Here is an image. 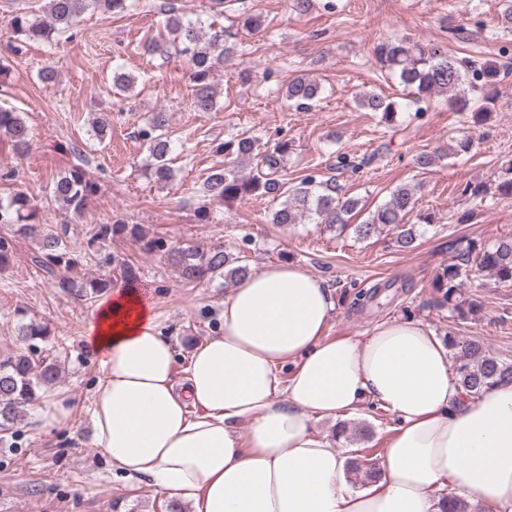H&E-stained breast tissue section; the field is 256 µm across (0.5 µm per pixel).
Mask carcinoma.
Listing matches in <instances>:
<instances>
[{
  "label": "carcinoma",
  "instance_id": "obj_1",
  "mask_svg": "<svg viewBox=\"0 0 512 512\" xmlns=\"http://www.w3.org/2000/svg\"><path fill=\"white\" fill-rule=\"evenodd\" d=\"M135 0H46L45 16L20 13L9 23L8 39L14 49L30 43H52L61 34L72 30L86 11L93 9L121 17L128 13ZM164 30L158 37L143 43V53L170 59L181 58L187 64L192 84L191 107L195 112H212L217 108V90L214 76L224 61L241 51L238 41L239 28H258V19L246 12L227 27L209 28L202 23L183 17L175 7L165 11ZM378 62L407 90L406 106L421 111V104L440 92H449L448 104L457 112L470 114L473 122L487 120L490 109L488 98H478L474 92L493 88L512 74V66L501 68L491 63H480L466 57L451 56L435 48H426L409 38L387 39L376 47ZM136 77L118 66L112 70V87L117 92L134 91ZM321 94L320 85L304 75L295 77L286 89L288 105L297 110H309ZM357 105L371 112H379L385 123H393L400 105L378 93L364 94ZM0 134L11 144L15 154L25 155L31 146V130L13 109H0ZM140 139L147 146L151 161L147 164L150 176L158 183L172 181L173 169L168 156L171 141L168 139L167 113L157 110L151 114L147 127L139 131ZM224 154L227 165L207 175L202 183L203 197L216 205H227L249 196L280 198L279 208L273 213L274 224H298L315 216L318 223L342 234L353 231L359 239H368L388 231L394 234L396 246L402 251H413L418 246L419 235L415 225L406 223V216L416 203L417 186L403 185L395 188L388 201L374 211L361 224L349 223V218L359 201L338 194L336 178L318 180L308 175L293 188H284L282 171L288 154V141L272 146L261 144V138L246 133L237 134L216 146ZM254 166L256 173L244 177L239 174L243 163ZM17 174L13 169L0 171V184L12 187L6 196H0V226L12 236L37 240L38 248L31 261L40 267L53 286L62 292L86 300L105 293L112 286V277L95 278L77 282L67 276L74 268L96 259L98 252L112 238L128 232L139 239L143 249L152 252L163 247L157 239L141 234L136 224L123 222L95 224L88 230L87 249L75 252L68 248L67 238L72 218L81 215L98 192L82 167L76 165L58 174L50 185V194L67 218L53 228L35 223L37 207L33 199L16 187ZM168 260L178 268L187 283L204 278L224 276L227 282L235 281L249 273L247 261L232 257L224 250L209 251L194 247L168 249ZM489 277L501 283H512V238L503 239L491 246L468 244L460 254L442 268L432 284L440 294L439 305L448 306L451 312L463 318L480 305L466 302L458 296L462 278L470 273ZM18 336L24 343L49 340L47 326L34 322L20 326ZM455 383L472 395L504 378L512 379V361L500 359L486 349L483 341L470 339L463 343L457 355ZM60 378L58 360L50 355L38 359L25 353L0 359V432H8L17 423L20 413L43 398L46 391Z\"/></svg>",
  "mask_w": 512,
  "mask_h": 512
}]
</instances>
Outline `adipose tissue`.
Listing matches in <instances>:
<instances>
[{
	"label": "adipose tissue",
	"instance_id": "ef3b65f1",
	"mask_svg": "<svg viewBox=\"0 0 512 512\" xmlns=\"http://www.w3.org/2000/svg\"><path fill=\"white\" fill-rule=\"evenodd\" d=\"M334 308L324 280L301 266L248 274L179 383L152 302L112 290L85 336L101 367L96 447L112 470L150 479L192 512H443L447 487L485 512H512V381L467 394L447 348L413 319L328 338ZM370 400L397 424L381 479L359 488L313 422Z\"/></svg>",
	"mask_w": 512,
	"mask_h": 512
}]
</instances>
